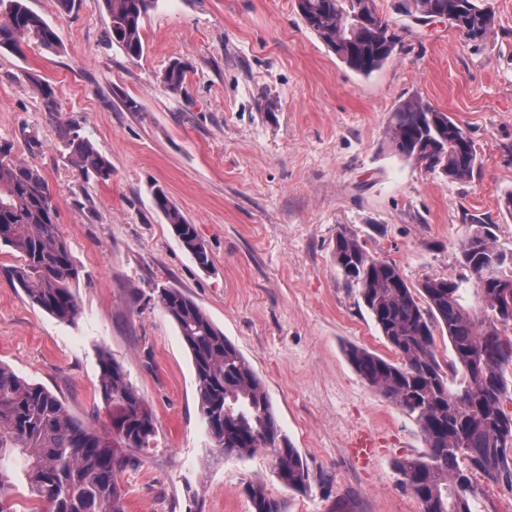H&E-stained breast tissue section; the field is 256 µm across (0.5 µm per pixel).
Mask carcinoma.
Listing matches in <instances>:
<instances>
[{
  "mask_svg": "<svg viewBox=\"0 0 512 512\" xmlns=\"http://www.w3.org/2000/svg\"><path fill=\"white\" fill-rule=\"evenodd\" d=\"M156 0H103L108 34L131 59L143 53L142 21ZM306 26L354 72L369 76L402 50V36L377 11L376 0H295ZM404 13L431 22L446 13L470 43H482L494 24L486 0H402ZM56 50V29L27 5L0 0V49L19 51L29 40ZM191 69L187 61L167 67L163 81L173 93L182 90ZM43 110L59 112L55 88L29 73ZM69 160L83 174L107 181L111 163L80 137L75 119L57 117ZM392 151L406 160L459 181L471 180L480 163L474 142L461 143L468 132L447 113L411 97L399 104L388 124ZM14 141H0V247L19 254L8 270L14 287L35 306L71 322L79 314L73 293L80 280L67 241L59 234L57 210L39 170L15 159ZM155 203L175 236L206 267L208 254L195 225L155 191ZM466 275L459 281L428 279L414 295L398 266L379 262L357 234L336 235L333 258L349 287L358 291L375 325L396 359L389 360L352 345L347 357L370 387L395 403L419 428L425 450L393 462L402 484L416 499L419 512H472L476 494L472 476L482 473L512 488V264L498 277L484 269L499 247L493 225L472 219L458 246ZM156 302L176 325L190 353L199 414L209 444L238 459L275 448L279 482L294 491L305 488L307 466L283 433L263 381L240 350L210 316L182 289L163 287ZM448 335L452 358L441 364L435 333ZM99 402L94 413L107 412L120 428L101 432L72 416L64 402L44 386L29 382L0 362V498H15L27 488L28 512H126V491L118 476L138 460L126 448L148 446L155 418L127 378L123 366L100 353ZM252 512H288L286 502L271 495L263 480L244 482Z\"/></svg>",
  "mask_w": 512,
  "mask_h": 512,
  "instance_id": "cac0c4a2",
  "label": "carcinoma"
}]
</instances>
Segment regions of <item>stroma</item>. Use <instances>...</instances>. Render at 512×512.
<instances>
[{
    "label": "stroma",
    "instance_id": "35a3bbf8",
    "mask_svg": "<svg viewBox=\"0 0 512 512\" xmlns=\"http://www.w3.org/2000/svg\"><path fill=\"white\" fill-rule=\"evenodd\" d=\"M27 4L55 26L61 48L0 50V137L47 181L81 272L79 314L63 322L32 306L4 274L16 253L0 249V361L104 432L110 416L93 412L100 351L123 365L156 418L139 466L119 477L128 512H251L249 477L288 512H418L392 463L423 452L424 440L345 355L351 345L392 352L333 247L350 229L412 288L463 276L455 245L471 218L494 223L499 246L512 249V217L500 209L512 192V0H488L495 27L480 44L403 15L401 0H376L404 49L367 77L306 27L295 0H157L136 61L109 40L103 0H75L66 15L57 0ZM177 59L192 68L174 93L161 74ZM28 72L54 84L60 115L79 121L80 136L111 162L110 180L72 167ZM126 97L139 111L125 109ZM411 97L467 130L481 162L473 180L391 151L389 117ZM23 127L40 153L20 140ZM159 188L195 224L209 268L173 236L154 202ZM168 286L183 289L264 382L307 464L304 492L281 486L269 455L238 460L209 446L191 357L155 300ZM362 436L375 444L365 460L353 450Z\"/></svg>",
    "mask_w": 512,
    "mask_h": 512
}]
</instances>
